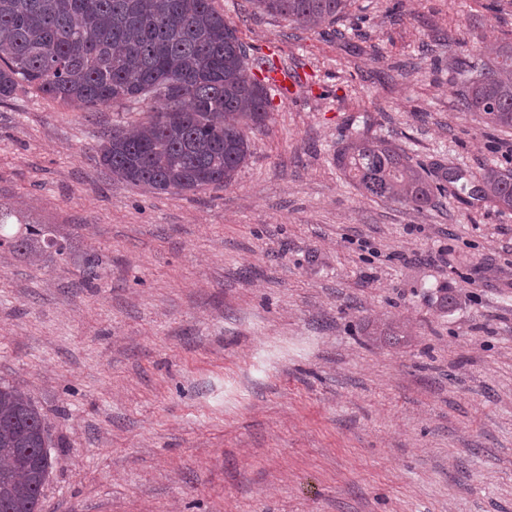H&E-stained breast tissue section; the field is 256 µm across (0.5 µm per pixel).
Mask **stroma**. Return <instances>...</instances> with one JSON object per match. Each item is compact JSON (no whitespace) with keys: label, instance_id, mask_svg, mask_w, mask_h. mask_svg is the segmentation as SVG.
<instances>
[{"label":"stroma","instance_id":"obj_1","mask_svg":"<svg viewBox=\"0 0 512 512\" xmlns=\"http://www.w3.org/2000/svg\"><path fill=\"white\" fill-rule=\"evenodd\" d=\"M214 6L294 80L228 185L147 193L101 166L146 108L0 104L7 230L68 244L0 248V382L55 443L42 512H512V210L452 188L417 211L336 166L358 134L436 180L512 165L456 75L512 43V0H352L298 30ZM7 213L0 210V248L5 247L12 251H30L31 253L54 251L56 254H63L67 249L64 240L51 236L40 224H29L25 227V232L19 235H8L5 228L8 225Z\"/></svg>","mask_w":512,"mask_h":512}]
</instances>
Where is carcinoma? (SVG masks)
<instances>
[{"label": "carcinoma", "instance_id": "1", "mask_svg": "<svg viewBox=\"0 0 512 512\" xmlns=\"http://www.w3.org/2000/svg\"><path fill=\"white\" fill-rule=\"evenodd\" d=\"M297 28L334 23L351 0H248ZM250 46L212 0H0V103L25 83L84 110L113 103L150 109L131 131L114 128L97 147L99 163L149 192L197 191L231 183L251 156L248 133L272 108L263 79L250 72ZM458 105L494 129H512V44L474 53L457 68ZM336 165L367 195L420 210L445 185L381 138L355 137ZM512 208V171L492 170L472 188ZM0 248L61 254L65 241L40 224L5 233ZM55 447L34 400L0 382V512H40L50 472L39 465Z\"/></svg>", "mask_w": 512, "mask_h": 512}]
</instances>
